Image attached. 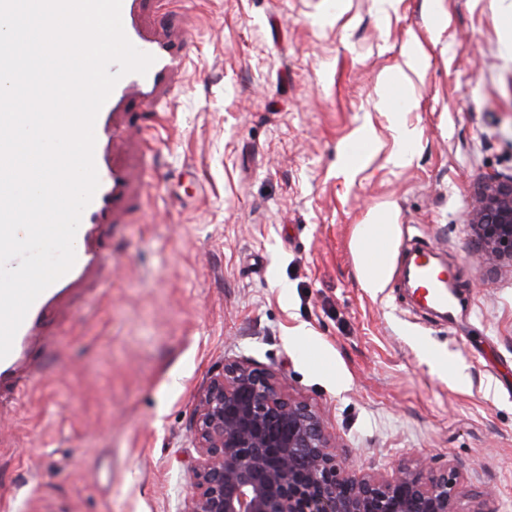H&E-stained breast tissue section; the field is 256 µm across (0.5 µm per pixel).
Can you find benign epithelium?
<instances>
[{"label": "benign epithelium", "mask_w": 512, "mask_h": 512, "mask_svg": "<svg viewBox=\"0 0 512 512\" xmlns=\"http://www.w3.org/2000/svg\"><path fill=\"white\" fill-rule=\"evenodd\" d=\"M478 255L512 262V178H490L468 224ZM191 430L199 458L183 512H490L456 467L408 458L387 473L354 469L315 405L270 369L226 359L200 393Z\"/></svg>", "instance_id": "benign-epithelium-1"}]
</instances>
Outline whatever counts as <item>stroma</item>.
I'll return each instance as SVG.
<instances>
[{
  "instance_id": "35a3bbf8",
  "label": "stroma",
  "mask_w": 512,
  "mask_h": 512,
  "mask_svg": "<svg viewBox=\"0 0 512 512\" xmlns=\"http://www.w3.org/2000/svg\"><path fill=\"white\" fill-rule=\"evenodd\" d=\"M173 26L192 49L146 121L148 190L53 311L42 377L0 399V512H183L228 358L316 405L356 468L428 457L512 512V263L467 231L512 177V0H178ZM365 224L395 227L378 290ZM416 248L456 277L450 317L403 285Z\"/></svg>"
}]
</instances>
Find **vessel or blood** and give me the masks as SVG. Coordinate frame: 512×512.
I'll list each match as a JSON object with an SVG mask.
<instances>
[{
	"instance_id": "vessel-or-blood-1",
	"label": "vessel or blood",
	"mask_w": 512,
	"mask_h": 512,
	"mask_svg": "<svg viewBox=\"0 0 512 512\" xmlns=\"http://www.w3.org/2000/svg\"><path fill=\"white\" fill-rule=\"evenodd\" d=\"M121 17L129 41L140 51L153 55L155 61L146 74L123 76L98 113L94 126V162L99 186L82 214L75 236L76 261L28 311L10 354L0 360V389L12 385L34 349L35 337L43 335L49 314L61 296L68 289L83 285L103 268L108 258L107 235L113 219L134 194L132 172L117 160L115 150L137 134L144 110L155 108L171 92L190 51L187 39H174L161 33L154 15L146 13L144 0H122ZM411 274L416 286L424 289L428 306L447 309V282L430 256L415 262Z\"/></svg>"
}]
</instances>
